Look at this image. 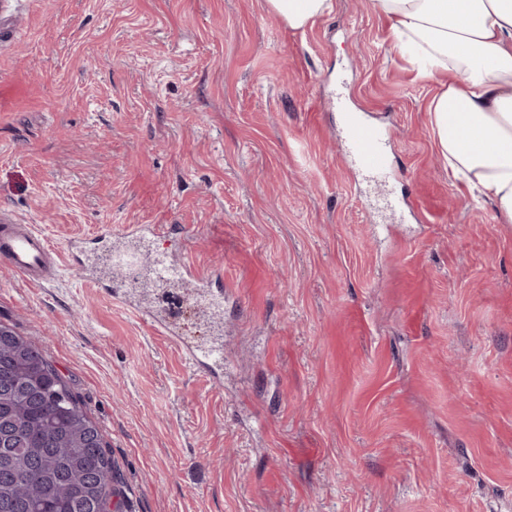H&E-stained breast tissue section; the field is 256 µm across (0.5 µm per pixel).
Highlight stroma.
<instances>
[{"mask_svg":"<svg viewBox=\"0 0 512 512\" xmlns=\"http://www.w3.org/2000/svg\"><path fill=\"white\" fill-rule=\"evenodd\" d=\"M294 30L265 0H0V218L194 267H0V324L100 428L127 512H512V224L448 178L437 92L373 0ZM390 140L349 166L341 107ZM224 276V318L190 297ZM224 339V377L150 325ZM142 244V238L136 236L133 245L114 249L111 254L112 267L126 274L130 269L146 264L158 283L182 280L185 276H190V267L185 263L174 262L162 252L152 253L150 249H143Z\"/></svg>","mask_w":512,"mask_h":512,"instance_id":"obj_1","label":"stroma"}]
</instances>
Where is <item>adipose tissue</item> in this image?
Instances as JSON below:
<instances>
[{
    "label": "adipose tissue",
    "mask_w": 512,
    "mask_h": 512,
    "mask_svg": "<svg viewBox=\"0 0 512 512\" xmlns=\"http://www.w3.org/2000/svg\"><path fill=\"white\" fill-rule=\"evenodd\" d=\"M300 30L332 0H266ZM399 52L437 85L428 112L448 174L512 224V0H374Z\"/></svg>",
    "instance_id": "obj_1"
}]
</instances>
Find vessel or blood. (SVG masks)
<instances>
[{
    "label": "vessel or blood",
    "instance_id": "vessel-or-blood-1",
    "mask_svg": "<svg viewBox=\"0 0 512 512\" xmlns=\"http://www.w3.org/2000/svg\"><path fill=\"white\" fill-rule=\"evenodd\" d=\"M346 152L350 162L363 174L385 176L390 168L386 136L375 124L363 119L361 113L342 115ZM142 239L114 249L113 268L121 271L145 265L156 282L167 283L184 279L190 273L185 263L171 260L165 253L143 249ZM59 251L48 237L28 224L9 221L0 223V263L25 280L43 284L54 278ZM188 361L198 369L215 374L224 365V347L217 342L185 348Z\"/></svg>",
    "mask_w": 512,
    "mask_h": 512
}]
</instances>
